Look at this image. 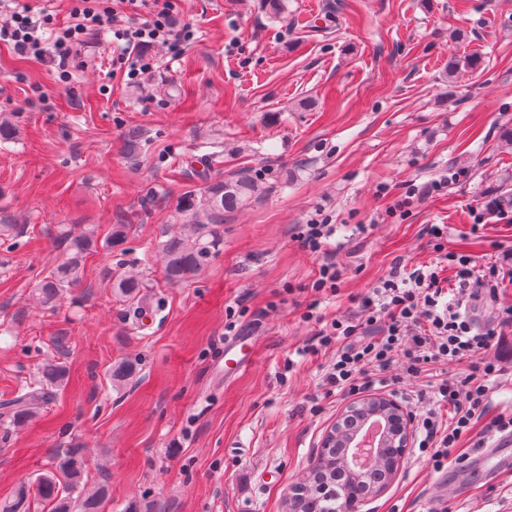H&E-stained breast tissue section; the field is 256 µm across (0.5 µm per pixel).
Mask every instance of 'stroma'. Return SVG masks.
<instances>
[{
  "instance_id": "obj_1",
  "label": "stroma",
  "mask_w": 512,
  "mask_h": 512,
  "mask_svg": "<svg viewBox=\"0 0 512 512\" xmlns=\"http://www.w3.org/2000/svg\"><path fill=\"white\" fill-rule=\"evenodd\" d=\"M193 42L180 55L150 48L139 86L112 71V34L81 48L67 87L47 67L0 44V401L33 380L57 337L68 339L65 380L29 425L0 435V499L45 472L54 448L88 447L87 476L109 475L104 512H288L326 431L347 406L325 396L327 355L302 349L301 318L321 261L302 249L300 224L327 216L329 253L343 270L326 317L351 312L395 261L435 255L422 228L443 224L448 247L478 263L512 249V223L472 233L470 205H512V0H288L271 18L262 0H172ZM478 72L448 78L454 54ZM145 150L123 151L128 129ZM460 181L384 219L386 199L448 168ZM248 173L265 193L225 214L221 243L191 280L169 283L158 241L187 217V196ZM105 240L146 275L148 316L135 321L100 277L109 256L87 258L76 298L37 308L28 296L64 257L60 225ZM235 332L257 339L255 360L225 379L216 364L239 296ZM137 365L115 386L111 367ZM321 395L320 413L308 400ZM434 472L410 447L389 488L363 512H427ZM448 512H512V479L449 491Z\"/></svg>"
}]
</instances>
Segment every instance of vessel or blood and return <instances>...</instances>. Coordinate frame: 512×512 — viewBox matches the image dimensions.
I'll return each mask as SVG.
<instances>
[{
  "mask_svg": "<svg viewBox=\"0 0 512 512\" xmlns=\"http://www.w3.org/2000/svg\"><path fill=\"white\" fill-rule=\"evenodd\" d=\"M255 344L252 337L235 336L224 344L227 356L225 375L234 377L252 363ZM512 475V435L496 437L486 448L472 455L467 464L454 468L449 477H437L433 482L436 494H443L446 487H468L473 481L496 482Z\"/></svg>",
  "mask_w": 512,
  "mask_h": 512,
  "instance_id": "vessel-or-blood-1",
  "label": "vessel or blood"
}]
</instances>
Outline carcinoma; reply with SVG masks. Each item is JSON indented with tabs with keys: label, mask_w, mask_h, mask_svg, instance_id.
<instances>
[{
	"label": "carcinoma",
	"mask_w": 512,
	"mask_h": 512,
	"mask_svg": "<svg viewBox=\"0 0 512 512\" xmlns=\"http://www.w3.org/2000/svg\"><path fill=\"white\" fill-rule=\"evenodd\" d=\"M481 59L472 55L452 56L448 60V79L459 71L473 72ZM260 192L257 181L247 176L220 180L210 184L200 199H191V219L181 225L177 235L159 245L164 273L170 282H181L195 276L208 262L219 244L213 224L224 223V214L243 207ZM65 258L54 271L41 279L32 292V299L42 306H52L76 287L80 271L90 251L95 249L94 231L77 235L60 234ZM106 284L120 299L142 307L147 287L145 275L124 261L107 264L103 272ZM137 373L132 362H121L109 371L110 381L125 384ZM66 370L53 358L43 362L35 384L22 387L12 398L0 403V426L16 430L28 425L38 410L62 385ZM364 419L360 408L346 410L336 421V429L351 436L353 425ZM88 448L80 442L69 443L56 450L51 468L33 480L19 484L12 495L0 500V512H30L31 503L39 501L49 512H101L110 496L107 482L88 487L85 479ZM346 448H321L306 479L302 492L293 501L294 512H359L361 506L377 497L380 487L391 479V461H377L370 470H355L340 463Z\"/></svg>",
	"instance_id": "cac0c4a2"
}]
</instances>
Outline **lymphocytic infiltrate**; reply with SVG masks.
I'll list each match as a JSON object with an SVG mask.
<instances>
[{
	"instance_id": "lymphocytic-infiltrate-1",
	"label": "lymphocytic infiltrate",
	"mask_w": 512,
	"mask_h": 512,
	"mask_svg": "<svg viewBox=\"0 0 512 512\" xmlns=\"http://www.w3.org/2000/svg\"><path fill=\"white\" fill-rule=\"evenodd\" d=\"M137 0H71L70 22L57 28L53 39H45L54 16L48 9H34L28 0H0V43L8 44L21 56L49 67L58 84L73 77L72 61L88 37L111 28L118 59L127 82L138 83L154 67L144 50L152 44L169 46L181 54L195 37L192 26H175L170 0H153L140 21L123 24L125 10ZM461 171L452 169L423 187L391 196L387 185L379 193L390 197L385 209L390 218H407L422 198L457 182ZM436 255L431 266L405 269L394 263L388 273L365 294L356 313L325 317L315 299L301 318L315 322L318 329L305 353L331 352L332 358L322 384L340 398L361 395L374 387H405L404 399L416 410L413 419L420 437L418 449L433 470H442L460 443L470 437L477 422L486 431L512 433V413L492 414L490 382L504 375V367L488 354L502 342V330L512 326V306L504 308L496 325L478 326L467 308L478 301H497L506 280H512V251L500 260L478 265L468 253L449 250L445 227H425ZM454 271L453 286H446L439 272ZM465 364L460 375L431 382L430 394L407 390L408 381L420 378L429 367L447 369ZM453 416L443 420L442 407Z\"/></svg>"
}]
</instances>
